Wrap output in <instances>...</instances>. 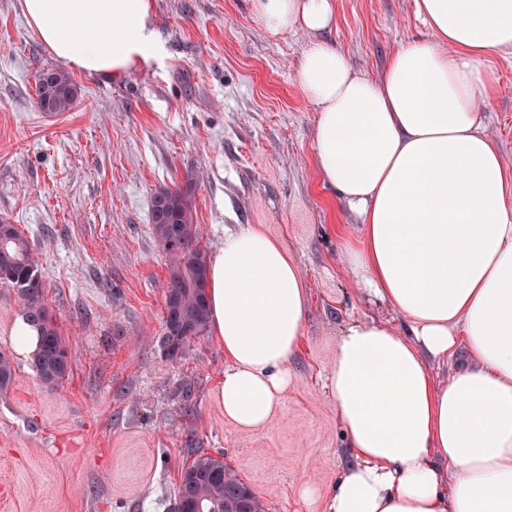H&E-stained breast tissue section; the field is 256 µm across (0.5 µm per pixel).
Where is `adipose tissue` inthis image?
Segmentation results:
<instances>
[{
  "mask_svg": "<svg viewBox=\"0 0 512 512\" xmlns=\"http://www.w3.org/2000/svg\"><path fill=\"white\" fill-rule=\"evenodd\" d=\"M42 42L112 78L154 56L151 0H23ZM431 36L379 76L321 39L335 0H252L273 34L309 40L294 82L318 114L322 180L362 221L346 245L365 287L411 332L348 323L330 386L354 464L326 512H512V171L481 113L491 55L512 49V0H416ZM218 388L240 429L265 426L291 384L307 293L287 251L242 228L209 265ZM467 356L447 383L431 362Z\"/></svg>",
  "mask_w": 512,
  "mask_h": 512,
  "instance_id": "obj_1",
  "label": "adipose tissue"
}]
</instances>
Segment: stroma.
Wrapping results in <instances>:
<instances>
[{"label":"stroma","instance_id":"1","mask_svg":"<svg viewBox=\"0 0 512 512\" xmlns=\"http://www.w3.org/2000/svg\"><path fill=\"white\" fill-rule=\"evenodd\" d=\"M159 51L121 79L71 75L74 108L36 104L45 67L65 68L29 26L21 0H0V220L34 247L45 298L68 336L63 381L41 384L9 328L20 306L0 287V351L14 376L0 393V512H170L194 455H223L264 512H324L321 496L351 463L329 388L344 325L400 328L368 295L345 244L359 216L320 179L317 114L294 83L308 37L270 33L251 0H152ZM324 37L379 74L403 43L428 37L415 0H335ZM497 92L484 124L512 169V50L494 54ZM188 190L207 256L225 230L279 243L307 291L293 378L280 413L240 430L217 384L212 334L169 358L161 344L165 257L152 235L154 194Z\"/></svg>","mask_w":512,"mask_h":512}]
</instances>
